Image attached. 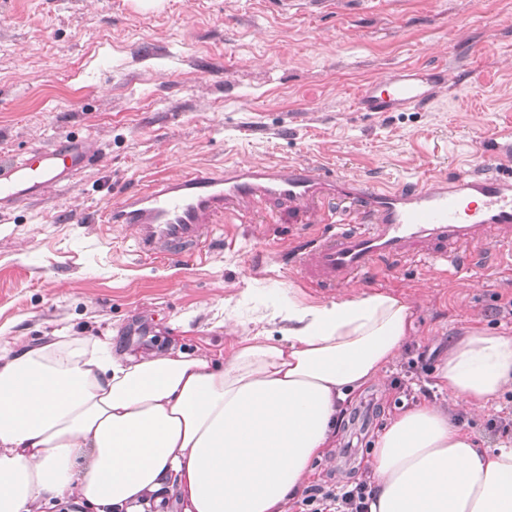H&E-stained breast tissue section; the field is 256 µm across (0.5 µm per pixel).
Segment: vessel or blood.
Here are the masks:
<instances>
[{
	"instance_id": "vessel-or-blood-1",
	"label": "vessel or blood",
	"mask_w": 512,
	"mask_h": 512,
	"mask_svg": "<svg viewBox=\"0 0 512 512\" xmlns=\"http://www.w3.org/2000/svg\"><path fill=\"white\" fill-rule=\"evenodd\" d=\"M443 72L422 79L398 71L375 80L357 104L364 112H399L425 105ZM84 139L71 137L0 164V212L69 182L91 161ZM350 201L353 216L323 225L296 254L309 286L336 290L372 274L389 258L411 261L447 256L474 243L503 242L512 231V169L469 171L410 188L378 187L331 175L320 165L236 163L219 172L194 171L127 193L102 216V223L132 230L141 256L177 260L198 253L209 239L212 217L228 205L274 200L328 212L336 200Z\"/></svg>"
}]
</instances>
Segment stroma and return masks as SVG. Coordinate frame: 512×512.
Here are the masks:
<instances>
[{
  "label": "stroma",
  "instance_id": "1",
  "mask_svg": "<svg viewBox=\"0 0 512 512\" xmlns=\"http://www.w3.org/2000/svg\"><path fill=\"white\" fill-rule=\"evenodd\" d=\"M438 68L446 81L421 110L359 111V87L394 71ZM479 73L481 82L470 80ZM512 132V0H0V160L83 137L93 163L42 199L0 214V345L66 327L146 354L175 345L226 350L225 317L256 332L255 309L329 302L288 258L322 217L273 202L216 216L202 257L145 260L102 212L150 176L225 163L327 164L335 174L404 185L487 166ZM485 285L424 259L347 286L408 301L414 329L380 383L342 410L337 446L314 482L360 478L388 417L409 407L399 383L432 388L419 354L474 329L512 335V254L485 243ZM437 402L482 447L512 409L503 395L471 411Z\"/></svg>",
  "mask_w": 512,
  "mask_h": 512
}]
</instances>
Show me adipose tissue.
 <instances>
[{
    "instance_id": "adipose-tissue-1",
    "label": "adipose tissue",
    "mask_w": 512,
    "mask_h": 512,
    "mask_svg": "<svg viewBox=\"0 0 512 512\" xmlns=\"http://www.w3.org/2000/svg\"><path fill=\"white\" fill-rule=\"evenodd\" d=\"M271 316L278 335L234 337L225 353L135 357L65 328L0 346V512H144L166 487L182 512H285L345 400L400 358L413 310L375 292ZM436 377L488 407L512 389V336L454 338ZM369 464L368 512H512V441L480 447L440 404L396 411Z\"/></svg>"
}]
</instances>
